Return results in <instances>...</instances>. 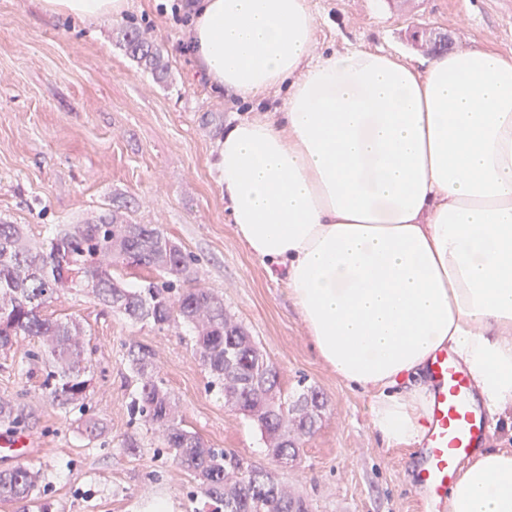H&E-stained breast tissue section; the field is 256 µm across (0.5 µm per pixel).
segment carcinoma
Masks as SVG:
<instances>
[{
    "label": "carcinoma",
    "instance_id": "cac0c4a2",
    "mask_svg": "<svg viewBox=\"0 0 512 512\" xmlns=\"http://www.w3.org/2000/svg\"><path fill=\"white\" fill-rule=\"evenodd\" d=\"M122 41L134 59L155 73L166 69L161 50L136 29ZM197 259L186 253L160 226L134 224L119 211L93 223L56 224L41 241L24 224H0V354L21 337H37L48 368L44 385L64 412L78 411L81 438L94 442L100 420L85 414L92 379L84 365L90 339L76 322L52 320L42 309L66 292L82 288L112 312L162 329L172 323L189 328L195 353L209 375L208 386L224 395L258 428L280 465L298 456L296 437L313 433L321 417V394L310 389L293 403L282 395L280 374L250 331L224 310V299L196 285ZM151 273L130 285L120 272ZM126 357L136 378L131 415L158 439L193 480L192 501L206 512H309L307 502L288 491L271 470L246 466L214 448L183 425L173 394L159 378L154 352L128 346ZM0 422L28 427L26 415L0 400ZM43 472L17 466L0 470V502L18 503L45 493Z\"/></svg>",
    "mask_w": 512,
    "mask_h": 512
}]
</instances>
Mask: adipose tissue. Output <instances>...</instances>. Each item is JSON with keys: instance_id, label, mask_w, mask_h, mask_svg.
Wrapping results in <instances>:
<instances>
[{"instance_id": "1", "label": "adipose tissue", "mask_w": 512, "mask_h": 512, "mask_svg": "<svg viewBox=\"0 0 512 512\" xmlns=\"http://www.w3.org/2000/svg\"><path fill=\"white\" fill-rule=\"evenodd\" d=\"M131 0H40L82 22ZM199 79L281 107L239 120L211 163L238 237L283 275L313 347L372 393L390 447L425 436L430 358L452 351L490 413L512 414V55L425 66L315 53L309 0H198ZM448 512H512V448L462 465Z\"/></svg>"}]
</instances>
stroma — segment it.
I'll list each match as a JSON object with an SVG mask.
<instances>
[{
  "label": "stroma",
  "mask_w": 512,
  "mask_h": 512,
  "mask_svg": "<svg viewBox=\"0 0 512 512\" xmlns=\"http://www.w3.org/2000/svg\"><path fill=\"white\" fill-rule=\"evenodd\" d=\"M175 0H133L119 20L81 23L42 13L37 0H0V224L48 236L53 225L81 224L124 206L135 224H158L197 259L200 286L224 299L279 368L281 389L296 399L315 388L325 399L316 432L296 461L275 466L256 425L208 387L183 326L158 330L112 314L84 291L48 305L46 314L78 322L91 336V413L103 423L94 443L43 386L40 343L25 338L0 358V397L28 416L36 442L26 463L48 476L49 512H191L189 474L132 418L135 387L126 347L153 349L159 375L183 423L246 463L275 468L311 512H426L412 452L383 445L371 425L372 398L339 380L316 355L282 280L270 275L237 236L210 166L224 130L277 105L217 92L198 80L178 47L190 26L172 14ZM316 49L367 48L427 56L417 30L448 34L454 49L491 46L512 54V18L497 0H310ZM136 24L168 65L157 77L130 57L121 32ZM136 436L137 454L121 446Z\"/></svg>",
  "instance_id": "1"
}]
</instances>
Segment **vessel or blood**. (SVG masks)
Instances as JSON below:
<instances>
[{"label": "vessel or blood", "instance_id": "vessel-or-blood-1", "mask_svg": "<svg viewBox=\"0 0 512 512\" xmlns=\"http://www.w3.org/2000/svg\"><path fill=\"white\" fill-rule=\"evenodd\" d=\"M433 403L427 434L418 450L417 485L437 499L447 496L460 462L472 456L487 439L488 411L475 398L471 379L447 352H438L429 364ZM31 437L0 432V450L27 453Z\"/></svg>", "mask_w": 512, "mask_h": 512}]
</instances>
